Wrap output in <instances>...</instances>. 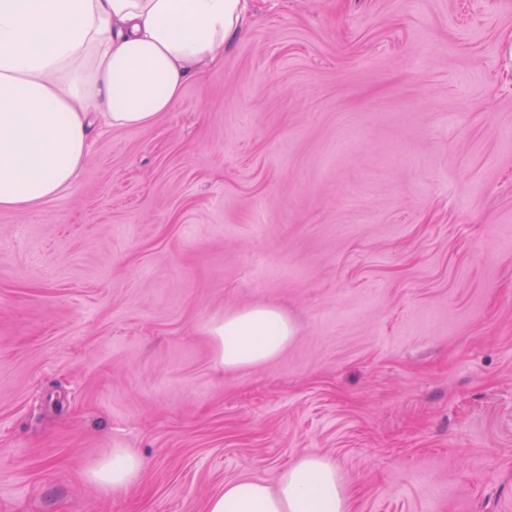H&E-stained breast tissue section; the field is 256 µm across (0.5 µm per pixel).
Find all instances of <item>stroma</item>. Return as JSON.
<instances>
[{
  "label": "stroma",
  "instance_id": "1",
  "mask_svg": "<svg viewBox=\"0 0 512 512\" xmlns=\"http://www.w3.org/2000/svg\"><path fill=\"white\" fill-rule=\"evenodd\" d=\"M511 34L512 0H253L0 210V512H206L305 453L351 512H512ZM260 303L293 338L225 368L210 325ZM143 468L141 459L125 448H116L112 456L89 473V479L112 493L130 485Z\"/></svg>",
  "mask_w": 512,
  "mask_h": 512
}]
</instances>
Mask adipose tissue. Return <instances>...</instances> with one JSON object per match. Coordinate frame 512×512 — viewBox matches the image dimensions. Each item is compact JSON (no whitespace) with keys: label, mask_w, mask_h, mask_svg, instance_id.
<instances>
[{"label":"adipose tissue","mask_w":512,"mask_h":512,"mask_svg":"<svg viewBox=\"0 0 512 512\" xmlns=\"http://www.w3.org/2000/svg\"><path fill=\"white\" fill-rule=\"evenodd\" d=\"M248 0H0V209L23 211L73 186L90 153L92 119L145 128L222 59L248 21ZM224 366L276 357L293 335L279 309L254 305L214 322ZM124 448L90 480L121 492L140 474ZM206 512H350L335 464L305 454L276 486L242 477Z\"/></svg>","instance_id":"adipose-tissue-1"}]
</instances>
